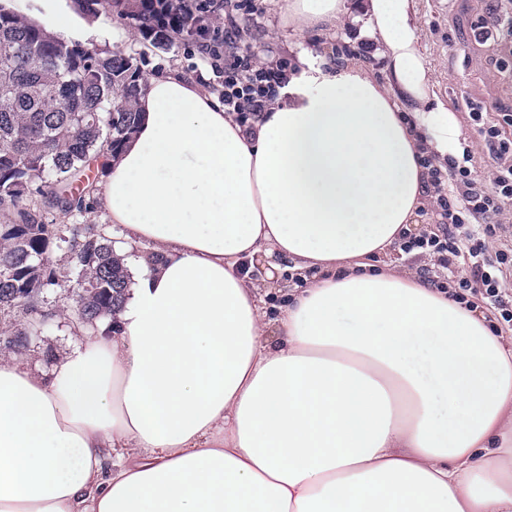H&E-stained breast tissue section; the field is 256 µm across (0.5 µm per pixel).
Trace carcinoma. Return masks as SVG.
<instances>
[{
	"label": "carcinoma",
	"instance_id": "obj_1",
	"mask_svg": "<svg viewBox=\"0 0 512 512\" xmlns=\"http://www.w3.org/2000/svg\"><path fill=\"white\" fill-rule=\"evenodd\" d=\"M162 47L189 31L172 0H132L125 13ZM0 353L22 356L56 316L60 290L95 336L115 325L129 284L123 258L93 212L91 161L118 153L134 133L143 88L131 55L101 58L0 10ZM72 218L56 224L53 216ZM61 252L58 260L50 257Z\"/></svg>",
	"mask_w": 512,
	"mask_h": 512
}]
</instances>
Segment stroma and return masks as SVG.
<instances>
[{
    "mask_svg": "<svg viewBox=\"0 0 512 512\" xmlns=\"http://www.w3.org/2000/svg\"><path fill=\"white\" fill-rule=\"evenodd\" d=\"M417 20L421 30L422 52L430 65L433 92L454 116L462 139L470 145L476 157H483L485 148L468 116V101L482 102L489 112L512 113V44L497 40L493 34V17L489 8L494 0H416ZM241 10L234 17L240 29L236 53L249 57L256 65L280 62L293 64V49L297 43L327 42L328 59L346 64L360 61L378 80L389 77L387 60L380 56L357 27L343 28L330 36L315 32L300 34L281 23L274 12L272 0H241ZM84 20L98 28H123L128 42L109 44L89 40L102 55L126 54L136 57L144 77L179 68L193 77H204L208 90L223 96L224 87L218 83L212 69L210 54L200 52L187 39H174L165 48L154 46L143 38L129 20L121 18L112 0H101L95 11L84 13ZM275 274L244 262L252 280L262 287V296L269 313L283 306L290 282L285 261L270 257ZM57 315L41 338L32 344L33 351L24 356V363L43 366L47 351L62 354L68 348L84 344V333L71 315L67 302H58Z\"/></svg>",
    "mask_w": 512,
    "mask_h": 512,
    "instance_id": "1",
    "label": "stroma"
}]
</instances>
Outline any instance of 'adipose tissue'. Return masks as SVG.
<instances>
[{"mask_svg":"<svg viewBox=\"0 0 512 512\" xmlns=\"http://www.w3.org/2000/svg\"><path fill=\"white\" fill-rule=\"evenodd\" d=\"M277 4L361 24L389 83L303 46L247 127L149 78L98 207L158 262L115 333L47 372L0 358V512H512V340L392 258L426 205L418 143L461 151L415 0ZM39 21L90 35L65 0ZM271 255L304 281L273 317L241 273Z\"/></svg>","mask_w":512,"mask_h":512,"instance_id":"1","label":"adipose tissue"}]
</instances>
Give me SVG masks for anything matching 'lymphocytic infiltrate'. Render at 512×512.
Returning <instances> with one entry per match:
<instances>
[{
  "mask_svg": "<svg viewBox=\"0 0 512 512\" xmlns=\"http://www.w3.org/2000/svg\"><path fill=\"white\" fill-rule=\"evenodd\" d=\"M217 77L224 84V109L249 124L264 112L276 87L285 81L283 66L252 68L247 59L226 60ZM470 119L487 150L484 170H477L472 149L462 159L438 161L421 153L427 171L425 195L434 207L435 222L406 236L400 248L435 257L439 266L463 264L469 277L444 282L443 290L459 303L485 312L490 328L512 327V251L488 255L486 239L512 230L504 215L512 210V113L490 117L486 107L471 104Z\"/></svg>",
  "mask_w": 512,
  "mask_h": 512,
  "instance_id": "1",
  "label": "lymphocytic infiltrate"
}]
</instances>
